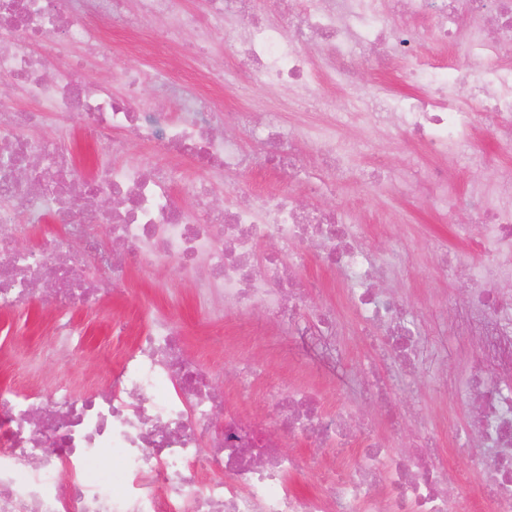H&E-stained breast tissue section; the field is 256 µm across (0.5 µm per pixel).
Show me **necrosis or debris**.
<instances>
[{
    "mask_svg": "<svg viewBox=\"0 0 512 512\" xmlns=\"http://www.w3.org/2000/svg\"><path fill=\"white\" fill-rule=\"evenodd\" d=\"M460 1L471 15L489 18V26L464 30ZM179 2L0 0V310L46 290L59 311L52 349L71 351L80 330L65 320L66 307L110 300L130 269L174 264L212 320L260 309L283 326L303 315L287 287L286 264L303 262L306 245L342 273L363 322L381 328L393 357L413 367L414 311L379 288L382 270L362 242L361 226L319 207L301 209L280 191L251 190L224 211L207 210L211 184L180 160L220 177L240 170L248 157L237 139L213 133L224 118L220 100L163 71L153 98L142 96L134 74L115 97L108 86L88 87L78 63L52 65V42L64 36L92 47L106 25L133 35L158 32L169 42L188 37L202 83L214 76L209 39L240 19L245 27L232 47L250 76L288 97L318 99L325 96L324 78L303 45L325 48L330 72L342 75L353 69L357 47L367 46L400 60L404 79L419 73L432 86L394 102L376 93L377 116L395 112L400 130L439 161L457 155L484 167L491 159L474 146V112L488 113L497 143L512 149V64L496 60L499 49L512 45V0H292L284 28L249 16L251 0H205L200 13ZM407 18L424 21L425 34L459 55L494 59L492 79L476 86L448 57L418 56ZM19 93L31 109L16 106ZM49 116L57 119L52 136H37ZM236 116L267 168L307 182L313 195L335 193L352 149L336 137L337 113L299 131L288 130L275 112L259 118L243 107ZM125 134L163 148V157L123 159ZM307 148L321 173L316 182L305 168ZM426 179L455 235L469 238V222L448 198L447 167L429 169ZM472 194L483 234L466 266L478 286L461 333L475 341L467 391L477 409L466 430L485 451L470 466L477 477L492 478L491 512H512V384L486 371L491 363L512 373V300L501 291L512 283V178L490 191L473 187ZM48 212L67 231L52 239L47 254L15 248ZM106 237L124 250L104 249ZM268 237L280 250L263 258L258 246ZM88 261L107 276L86 281L80 267ZM213 381L185 350L181 332L159 317L116 353L105 388L81 395L63 383L47 394L0 385V512H474L470 499L449 493L446 479L416 456L378 441L356 448L348 432L352 415L342 406L324 411L311 388L269 383L266 400L288 413L268 421L224 409ZM218 408L224 424L208 430ZM277 429L332 449L316 488L293 484L302 461L281 450ZM106 448L119 458L120 475L103 460Z\"/></svg>",
    "mask_w": 512,
    "mask_h": 512,
    "instance_id": "1",
    "label": "necrosis or debris"
}]
</instances>
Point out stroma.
I'll use <instances>...</instances> for the list:
<instances>
[{"mask_svg": "<svg viewBox=\"0 0 512 512\" xmlns=\"http://www.w3.org/2000/svg\"><path fill=\"white\" fill-rule=\"evenodd\" d=\"M102 62L88 64L87 80L110 86L114 93L123 91V74L136 71L142 75L144 96L154 93L159 65H166L172 75L187 78L189 42L167 44L156 48L149 40L132 47L130 38L120 28L104 33L100 40ZM399 64L379 66L369 55H360L351 83L329 89L323 101H293L282 98L275 90L239 78L217 87L224 109L236 111L247 106L259 112H277L286 125L316 124L322 113L347 112L351 109L349 94L353 85L391 94L409 92V85L399 77ZM351 133L363 142L361 151L348 160L350 180L346 189L334 197L317 200L296 193L299 204H317L343 212L350 221L363 225L366 241L374 259L389 262L388 286L410 304L416 313L421 334V347L414 372L406 373L384 352L374 347L361 332L360 320L353 310L343 307V292L334 276L327 274L317 258L307 256L299 268L305 280L315 287L307 294L310 306L336 305V316L345 329L337 337L335 349H327L322 337L308 320H300L289 335L274 338L260 348H225L224 338L238 325L236 316L225 317L223 323H212L198 306L187 283L175 267L152 272L132 273L126 290L112 303L101 308L78 307L70 316L82 331L80 347L71 355L48 354L52 343L50 323L55 308L50 303L33 300L25 306L0 311V347L15 350L14 365H0V384H32L48 390L56 384L101 381L112 349L125 345L126 339L114 332L113 325L129 319L136 325H148L153 318L164 316L183 334L186 349L215 375L214 387L233 406L269 413L271 406L262 399L261 388L243 390L239 381L247 367L270 374L284 384L294 378L316 380L322 390L323 406L334 411L340 401H347L358 420L370 422L377 435L387 433L385 418L371 399L357 400L358 382H379L391 387L403 413V432L414 436L428 433L434 440L437 466L458 472L468 465L470 451L458 432L469 413V403L462 383L474 352L466 337L456 327L458 310L471 283L468 279H443L433 259L435 241H444L458 260H466L469 245L458 239L448 224L437 214L434 202L423 192L421 180L409 183L406 193L375 196L366 191L361 177L369 171L374 159L386 156L392 161L390 173L398 175L410 170L429 168V160L421 151L406 144L395 128L358 122ZM448 184L459 205H469L471 189L477 184H490L497 169L468 168L457 157H448ZM449 301L447 310H439L440 298ZM45 349L41 369L28 378L22 364L30 349Z\"/></svg>", "mask_w": 512, "mask_h": 512, "instance_id": "35a3bbf8", "label": "stroma"}]
</instances>
